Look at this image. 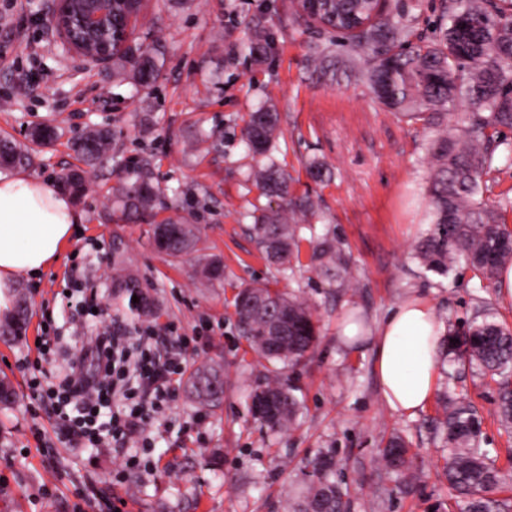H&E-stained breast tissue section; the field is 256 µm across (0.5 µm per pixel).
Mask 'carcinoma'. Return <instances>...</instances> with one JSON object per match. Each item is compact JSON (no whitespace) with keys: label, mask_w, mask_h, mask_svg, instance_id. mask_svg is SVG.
<instances>
[{"label":"carcinoma","mask_w":512,"mask_h":512,"mask_svg":"<svg viewBox=\"0 0 512 512\" xmlns=\"http://www.w3.org/2000/svg\"><path fill=\"white\" fill-rule=\"evenodd\" d=\"M446 21L438 23L432 40L412 41V31L402 15L385 12L361 29L336 28L345 57L333 56L328 46L310 49L307 65L323 73L340 64L355 71L374 98L398 118L421 123L430 134L429 154L434 172L427 185V220L430 229L416 246L414 258L428 271L446 276L459 267L493 282L512 264V230L501 223L502 210L512 207L505 197L489 202V185L482 181L503 149L512 158V142L492 139L489 132L512 131V26L502 22L512 13V0H450L443 6ZM248 57L262 62L270 52L268 36L258 32L244 44ZM164 66L161 45H144L131 37L112 50V74L129 81L135 90L149 89ZM279 115L267 106L249 113L243 137L249 151L262 158L251 173L253 185L268 203L246 213L251 231L272 266L293 277L300 266V243L311 248L308 266L329 280L348 281L353 267L339 240L316 234L312 220L320 217L318 204L290 191V176L280 167L276 150ZM112 130L91 127L71 142L85 166L93 169L112 159ZM0 163L4 168L33 163L32 148L0 138ZM116 203L125 220L154 211L161 194L155 182L153 161L140 156L127 169L115 189ZM168 229L163 253L178 259L196 251L199 229L180 214L151 225L153 241L158 230ZM308 231L310 238L303 236ZM114 287L128 299V308L140 316L155 314V307L139 278L114 260ZM223 273L220 257L198 260L196 276L210 282ZM143 294L132 300L134 290ZM235 313L247 346L268 364L271 378L250 394L253 418L269 430H283L295 420L298 401L279 381L282 369L297 365L311 351L318 337L310 303L304 297L266 284L240 289ZM27 308L17 304L0 335L19 337L28 325ZM453 362L478 368L495 379L500 424L512 433V329L497 319L494 302L476 298L472 317L448 330ZM186 388L201 407H220L224 372L217 365H202L190 374ZM442 430L448 460V487L464 497L460 512H498V503L486 493L503 483L496 461L482 448V421L469 404L450 399ZM408 450L399 437L389 439L381 459L395 470H409ZM311 481L295 512H346L345 492L332 479L331 459L321 454L312 461Z\"/></svg>","instance_id":"1"}]
</instances>
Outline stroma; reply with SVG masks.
Here are the masks:
<instances>
[{
	"label": "stroma",
	"mask_w": 512,
	"mask_h": 512,
	"mask_svg": "<svg viewBox=\"0 0 512 512\" xmlns=\"http://www.w3.org/2000/svg\"><path fill=\"white\" fill-rule=\"evenodd\" d=\"M444 0H390L413 31L429 39ZM55 0H0V136L24 142L35 125L58 126L60 139L34 153L31 175L55 183L74 164L69 140L105 125L114 134V159L91 171L76 206L83 215L59 259L19 281L31 311L25 336L0 340V373L18 397L0 405V512H113L112 481L122 475V512H288L289 496L305 491L309 458L325 452L348 502L347 512H448L452 493L442 476L443 440L437 428L446 394L470 402L482 420L487 448L512 470V436L498 424L496 386L478 371L438 386L415 416L384 402L366 346L338 339L342 316L378 319L401 299H429L441 320L470 317L479 292L474 272L445 277L413 260L425 226V186L432 174L421 125L400 121L363 82L308 68L311 47L333 32L309 17L300 0H149L139 18L144 43L161 41L166 60L147 94L113 77L111 68L62 53L53 29ZM273 40L272 54L255 64L239 51L255 25ZM272 102L282 135L276 157L294 178L296 193L319 199L317 233H330L350 256L346 285L308 270L288 278L269 267L247 227L258 192L248 179L254 165L242 141L248 112ZM219 129L222 140L202 141ZM151 154L163 194L160 203L189 213L204 252L222 255L224 277L202 286L194 259L173 262L154 246L148 221L106 220L119 161ZM319 160L330 177L312 179L305 166ZM147 283L155 300L158 345L181 354L187 368L214 359L227 378L224 406L209 412L192 404L182 382L164 418L153 427L155 467L122 471L111 444L65 439L33 381L54 382L108 316L130 326L137 317L113 298V256ZM267 282L297 287L314 308L319 339L284 383L297 389L301 409L283 433L261 428L247 394L266 370L245 351L234 314L239 288ZM95 291L105 316L84 310ZM69 292L70 303H55ZM46 336L45 358L36 342ZM402 436L415 467L393 473L379 457L391 435Z\"/></svg>",
	"instance_id": "stroma-1"
}]
</instances>
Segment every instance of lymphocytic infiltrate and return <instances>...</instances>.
<instances>
[{"mask_svg":"<svg viewBox=\"0 0 512 512\" xmlns=\"http://www.w3.org/2000/svg\"><path fill=\"white\" fill-rule=\"evenodd\" d=\"M150 329L130 336L120 320L82 347L92 372L72 366L57 396L59 424L66 436L100 442L109 435L115 449L143 435L172 400L174 376L184 368L176 353L152 346Z\"/></svg>","mask_w":512,"mask_h":512,"instance_id":"f902f5d3","label":"lymphocytic infiltrate"}]
</instances>
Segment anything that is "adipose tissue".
I'll return each mask as SVG.
<instances>
[{"label":"adipose tissue","mask_w":512,"mask_h":512,"mask_svg":"<svg viewBox=\"0 0 512 512\" xmlns=\"http://www.w3.org/2000/svg\"><path fill=\"white\" fill-rule=\"evenodd\" d=\"M81 219L72 197L59 188L25 172L0 175V319L12 311L19 278L54 264ZM442 331L432 304L410 296L397 302L370 334H363L353 318L343 319L338 339L348 347L367 343L385 403L413 416L436 390Z\"/></svg>","instance_id":"obj_1"}]
</instances>
